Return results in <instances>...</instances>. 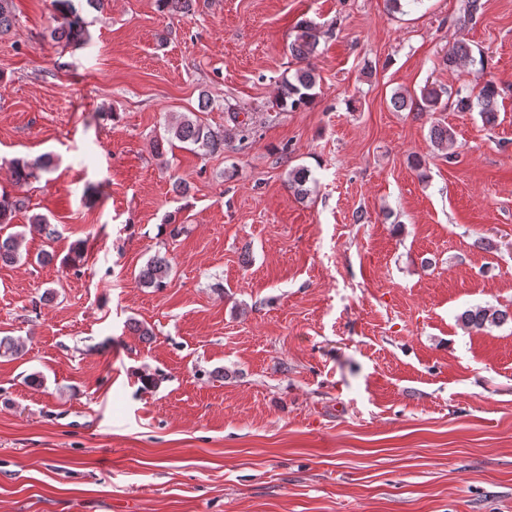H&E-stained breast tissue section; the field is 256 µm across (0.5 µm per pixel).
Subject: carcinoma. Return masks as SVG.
<instances>
[{
  "mask_svg": "<svg viewBox=\"0 0 512 512\" xmlns=\"http://www.w3.org/2000/svg\"><path fill=\"white\" fill-rule=\"evenodd\" d=\"M158 7L162 11L170 13H187L193 6V0H157ZM53 5L58 13L59 23L51 31L52 38L68 42L78 41L85 34L83 21L73 4V0H53ZM16 20L12 10V0H0V34L10 31ZM316 24L311 20H304L297 26L295 39L289 44V51L295 58L306 61L314 55L317 47ZM473 61L471 48L460 43L443 57V66L454 71ZM317 74L311 66L297 69L290 77L281 79V93L279 104L292 110L306 107L314 102L317 93ZM448 91L433 85L425 86L417 98L406 96L400 92L393 94L391 102L397 109L411 108L419 112H440L446 108L442 97ZM454 105L459 112H479L482 120L491 124L497 118V97L499 90L494 81L488 80L478 91L466 95L455 93ZM211 101L206 96H201L198 110L195 112H181L174 121L164 127V135L156 140V151L160 156L165 155V145L178 141L188 145V150L200 156H213L224 153V148L233 141L243 145L254 135L255 130L247 119H239L240 113H229V121L232 127L215 129L209 123L200 118L199 113L209 111ZM430 139L433 144L441 149H450L454 145V133L441 122L434 123L430 128ZM50 160L36 158L33 160L15 159L10 164L11 179L14 184L21 186L39 176V173L48 171ZM314 182L311 170L304 166H294L288 170V188L300 199L307 198L312 189L310 183ZM23 205V200L10 196L7 192L0 193V224H8L12 214ZM31 226L46 239L51 240L56 236V228L49 220L36 214L31 218ZM24 240L21 233H0V262L14 264L21 258L20 249ZM171 272V264L164 256L151 257L140 270L138 282L145 288L162 290L167 287ZM512 316L507 310L494 306H478L462 312L458 320L466 329L485 330L498 327Z\"/></svg>",
  "mask_w": 512,
  "mask_h": 512,
  "instance_id": "cac0c4a2",
  "label": "carcinoma"
}]
</instances>
